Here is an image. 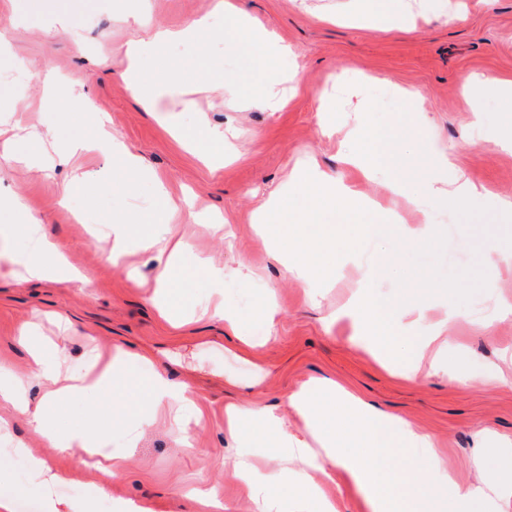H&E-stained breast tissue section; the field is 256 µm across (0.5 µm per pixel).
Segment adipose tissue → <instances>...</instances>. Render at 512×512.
I'll return each instance as SVG.
<instances>
[{
  "label": "adipose tissue",
  "mask_w": 512,
  "mask_h": 512,
  "mask_svg": "<svg viewBox=\"0 0 512 512\" xmlns=\"http://www.w3.org/2000/svg\"><path fill=\"white\" fill-rule=\"evenodd\" d=\"M124 20L135 31L124 50L129 62L126 76L138 92H142L144 85L145 61L155 47L192 44L196 35L211 25L209 17L204 16L176 32L153 28L137 8L129 10ZM220 36L226 49L245 53L252 64L249 94L241 95L237 84L230 81L223 85L225 95L268 112L281 111L289 75L273 70L269 62L290 56L291 48L250 28L241 17L225 26ZM348 138L357 142L358 147L347 155L346 161L364 179H375L382 168L391 169L392 175L385 184L388 199L402 198L416 207L425 199L444 202L452 197L467 204L482 195L474 183L461 176L450 182L438 177L428 179L416 195H409L401 156L381 144L378 134L356 126ZM153 184L167 220L142 229L140 247L151 253L157 264V283L166 288L173 273L185 266L188 247L174 239L168 225L169 220L179 216L183 206L167 197L161 179H154ZM383 201L359 199L336 177L310 165L296 172L288 195L271 194L259 218V230L269 238L277 255L291 257V270L296 276L306 279L315 273L330 279L336 275L337 252H344L346 260H355L362 242L380 231L381 220H393V213ZM342 315L352 322L363 344L382 366L393 364L399 339L405 336L409 339L405 358L408 377H416L424 367L433 373L448 370L446 350L432 348L438 330L423 328L427 307L419 306L408 312L391 299H376L364 292L352 295ZM125 357L121 350L104 363L90 359L83 371L68 382L60 372L41 370L38 377L47 389L42 408L34 412L23 401L24 381H0V405L19 408L50 441L60 442L64 450L76 455L98 454L99 444L90 433L80 429L62 436L52 429L50 412L63 395L90 391L115 400L146 396L156 407L172 400L192 406L193 401L184 389L161 373L146 387L127 385L122 379ZM290 404L306 420L307 439L289 435L284 421L263 406L226 413L227 426L238 448L235 454L224 457L223 464L248 485L259 512H333L331 505L320 500L309 480L310 471L324 469L328 464L344 471L363 494L369 512H497L499 501L512 498L510 447L483 448L473 459L478 469L490 459H497L507 473L502 483L463 487L444 476L429 491L430 504L425 507L405 491L409 482L417 480V472L411 468L394 471L378 463L377 455L389 448H421L430 468L441 472L444 451L432 435L414 429L397 415L374 408L329 380L304 384L291 396Z\"/></svg>",
  "instance_id": "obj_1"
}]
</instances>
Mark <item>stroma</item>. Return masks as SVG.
Segmentation results:
<instances>
[{
  "mask_svg": "<svg viewBox=\"0 0 512 512\" xmlns=\"http://www.w3.org/2000/svg\"><path fill=\"white\" fill-rule=\"evenodd\" d=\"M63 2L79 30L77 38H54L47 16ZM217 0H139L151 25L179 29L207 15L211 30L197 38L196 64L185 66L182 45L165 46L147 63L146 83L170 86L154 108L140 103L128 87L121 48L132 36L123 17L129 0H0V101L17 102L13 118L29 135L32 149L52 155V130L82 124L94 137L95 122L80 99L60 96L36 107L42 89L35 70L50 62L60 78L80 74L96 111L107 113L111 130L127 149L141 156L165 182L171 197L190 195L191 206L177 237L188 243L190 261L255 273L253 282L225 279L212 286L190 275L175 277L168 302L180 318L169 322L153 301L156 264L139 251L137 229L159 223L163 210L150 181H130L129 193L112 192L111 178L121 170L98 152L76 157L70 167L37 170L0 158V194L18 197L43 222L49 241L69 265L90 274L91 286L56 279L27 282L12 262L30 242L22 223L0 214V374L29 379L25 397L37 404L43 385L31 379L32 348H41L43 365L63 366L77 374L90 355L108 356L120 346L132 352L127 374L146 385L157 372L182 382L196 408L181 418L149 419L141 402L112 408L94 395L69 398L52 414L57 429L74 424L94 427L113 453L125 455V467L107 476L96 458L78 460L53 445L25 419L7 410L15 439L28 456L67 473L54 488L56 499L91 503L92 512H111L117 501L151 503L156 512H196L195 490L216 491L223 512H256L235 474L221 466L233 443L224 433V409L270 407L290 434L305 438L306 427L288 405V397L312 378L334 380L373 406L397 414L412 427L438 437L447 448L446 468L460 485L498 479L495 465L476 470L472 458L480 437L488 433L512 440V383L493 375L512 356V315L498 314L500 302H512V263L499 247L512 244V215L500 210L512 201V148L502 145L512 130V99L484 86V79L512 84V0H425L413 7L401 27L358 20V0H231L249 22L294 48V56L277 66L294 73L293 89L282 111L233 105L219 79L249 83V64L225 51L215 33L224 13ZM359 75V95L343 92L331 119H324L320 96L344 76ZM193 91L192 108L183 94ZM414 112L429 122H411ZM176 118L184 135L204 138L210 127L234 133L224 160L214 163L187 148L168 126ZM393 139L408 171L419 185L436 175V152H445L449 174H464L482 186L478 211L456 201L427 202L423 212L398 201L406 223L429 221L439 229L435 243H414L397 229L364 246L374 267L372 277L344 264L334 281H306L271 256L267 239L253 219L274 187L287 184L294 166L314 158L322 171L342 176L359 194L377 197L389 179L381 171L369 182L340 161L341 143L356 123ZM102 173L95 187L76 182L81 173ZM122 215L133 234L126 241L138 275L112 264V219ZM369 280L377 296L392 297L402 308L423 302L433 320H447L448 359L467 374L458 383L442 375H419L409 381L383 370L350 339L348 322L328 323L355 291ZM277 307L273 323L251 322L250 340L257 352H240L238 341L213 318L222 305L250 316L265 294ZM154 356L151 364L137 355ZM140 428L136 445L128 434ZM336 512H368L361 495L339 469L315 473ZM0 487L12 492L14 512H43L44 490L19 467L16 455L0 457Z\"/></svg>",
  "mask_w": 512,
  "mask_h": 512,
  "instance_id": "35a3bbf8",
  "label": "stroma"
}]
</instances>
